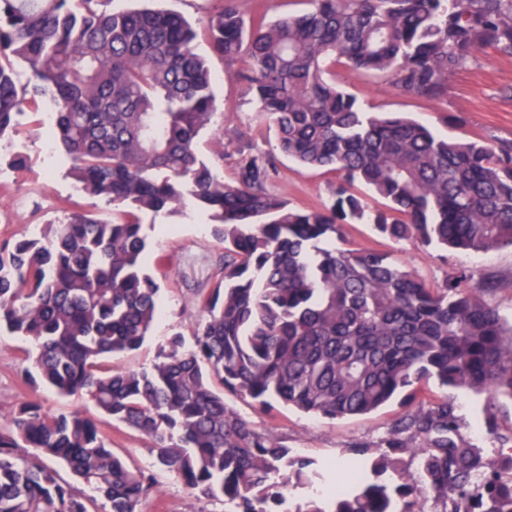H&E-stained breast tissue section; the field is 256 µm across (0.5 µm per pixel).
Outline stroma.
<instances>
[{
  "instance_id": "35a3bbf8",
  "label": "stroma",
  "mask_w": 512,
  "mask_h": 512,
  "mask_svg": "<svg viewBox=\"0 0 512 512\" xmlns=\"http://www.w3.org/2000/svg\"><path fill=\"white\" fill-rule=\"evenodd\" d=\"M220 5L221 0L112 2L116 9H173L198 26ZM209 65L214 77L215 115L210 129L200 139L201 156L215 162L219 175L229 180L234 176L239 151L266 155L274 163L268 185L271 193L298 208L331 205L333 176L302 168L285 156L267 122L253 112L244 81L228 73L223 59L210 57ZM336 81L366 111L404 112L450 137L465 135L491 144L512 141L510 55L491 49L479 53L452 79L448 98L443 102L401 94L386 80L347 68L337 69ZM39 119L40 126L34 127L29 117H22V127L12 146L0 150V242L22 234L40 235L47 224L62 219L73 205L104 219L115 215L113 206L103 199L77 192L62 154L50 137L49 110L41 109ZM15 152L28 156L25 169L10 166L9 159ZM141 222L148 240L145 270L160 287V317L139 350L114 359V367L122 370L152 366L161 346L173 333L192 342L197 323L206 317L199 300L221 280L224 269V245L215 237L206 214L191 209L171 216L148 213ZM341 235L348 246L392 253L400 265L430 288L444 287L448 279L466 272L472 285L481 287V297L488 305L512 317L511 246L474 252L425 247L414 241L394 245L381 239L372 225L356 222L342 225ZM26 346L22 337L0 334V423H6L13 404L22 396L37 399L53 413L79 411L97 417L98 412L87 397L62 396L45 387L25 386L20 369ZM443 397L453 404L465 441L479 448L485 459L495 462L512 453V402H499L498 434L492 437L486 432L484 398L464 391H445L435 385L417 399L400 396L374 413L336 420L307 415L276 401L263 408L247 397L229 394L225 400L256 428L276 435L295 457L312 461L325 479L346 483L353 478L344 467L353 447L377 446L397 419L419 405ZM102 429L117 453L137 466L152 467L154 457L147 437L109 420L103 422ZM157 478L161 493L149 497L141 506L142 512H224L222 502L197 500L173 476L161 472Z\"/></svg>"
}]
</instances>
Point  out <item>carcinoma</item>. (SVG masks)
I'll use <instances>...</instances> for the list:
<instances>
[{"instance_id": "carcinoma-1", "label": "carcinoma", "mask_w": 512, "mask_h": 512, "mask_svg": "<svg viewBox=\"0 0 512 512\" xmlns=\"http://www.w3.org/2000/svg\"><path fill=\"white\" fill-rule=\"evenodd\" d=\"M112 0H0V141L29 105L53 110L50 134L86 194L121 208L73 210L39 237L0 243V332L33 345L30 387L84 394L148 437L156 466L198 500L232 512H289L308 464L224 402L272 398L326 419L367 415L434 380L512 400V318L462 272L428 288L389 254L336 245L345 221L394 241L488 251L512 246V142L440 137L399 113L365 112L329 79L336 66L432 101L477 54L512 55V0H308L246 22L234 0L205 23L210 50L241 72L254 111L297 164L336 176L334 202L299 209L270 193L271 160L240 153L224 181L199 157L213 83L196 30L176 11L114 10ZM363 185L384 200L372 209ZM208 214L224 275L203 301L194 349L173 336L158 362L118 371L160 315L145 272L140 213ZM351 484L315 489L294 512H512L505 479L466 443L448 399L360 446ZM64 461L104 512H141L154 474L114 453L98 424L22 399L0 426V512H90L89 497L43 459ZM418 461L414 475L400 463Z\"/></svg>"}]
</instances>
